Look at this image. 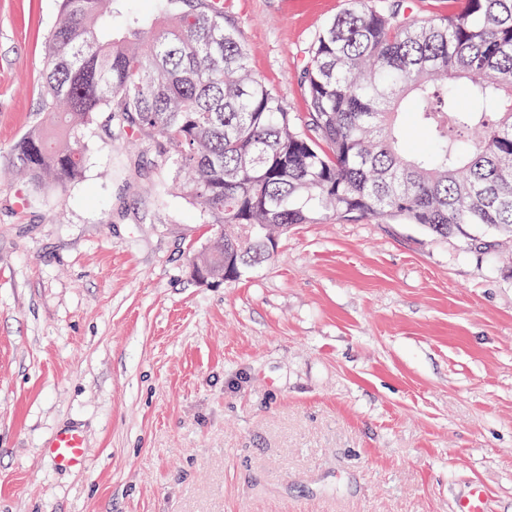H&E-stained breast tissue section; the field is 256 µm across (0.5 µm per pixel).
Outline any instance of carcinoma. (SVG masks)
Wrapping results in <instances>:
<instances>
[{
    "label": "carcinoma",
    "instance_id": "1",
    "mask_svg": "<svg viewBox=\"0 0 512 512\" xmlns=\"http://www.w3.org/2000/svg\"><path fill=\"white\" fill-rule=\"evenodd\" d=\"M456 2L426 21L409 0H354L325 24L303 59L302 130L250 71L224 0H156L154 17L118 29L112 0H62L43 49L46 120L9 164L59 193L81 177L85 132L120 113L178 148L184 190L217 227L195 264L226 281L270 260L289 226L333 216L512 236V0ZM404 114L425 146L405 145Z\"/></svg>",
    "mask_w": 512,
    "mask_h": 512
}]
</instances>
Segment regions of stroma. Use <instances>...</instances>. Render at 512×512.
<instances>
[{"label":"stroma","instance_id":"stroma-1","mask_svg":"<svg viewBox=\"0 0 512 512\" xmlns=\"http://www.w3.org/2000/svg\"><path fill=\"white\" fill-rule=\"evenodd\" d=\"M349 0H226L252 73L308 120L301 64ZM60 0H0V512H512V241L297 224L234 282L168 145L113 117L82 177L8 165L39 124ZM76 425L85 469L43 447Z\"/></svg>","mask_w":512,"mask_h":512}]
</instances>
